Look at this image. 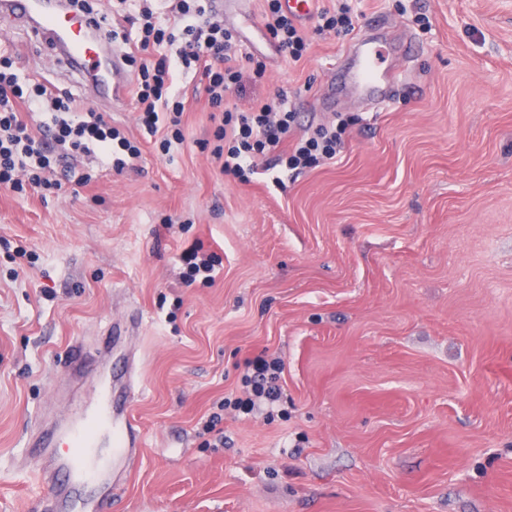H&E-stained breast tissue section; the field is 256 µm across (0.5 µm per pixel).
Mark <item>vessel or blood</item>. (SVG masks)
Returning a JSON list of instances; mask_svg holds the SVG:
<instances>
[{
    "mask_svg": "<svg viewBox=\"0 0 512 512\" xmlns=\"http://www.w3.org/2000/svg\"><path fill=\"white\" fill-rule=\"evenodd\" d=\"M0 22L50 45L57 66L81 78L87 100L124 96L125 85L115 81L122 55L113 49L100 13L75 11L67 0H0ZM345 69L354 94L370 101L383 99L386 84L405 77L399 68L383 69L377 49L363 39L353 44ZM69 367L78 374L92 373L88 404L42 429L26 448L31 456L50 460L40 479L58 512H97L99 504L88 489L104 485L109 475H120L142 446L141 432L128 413L137 379L122 361L108 372L99 371L94 356L77 345L70 351ZM64 440L69 450L61 455L57 447Z\"/></svg>",
    "mask_w": 512,
    "mask_h": 512,
    "instance_id": "vessel-or-blood-1",
    "label": "vessel or blood"
}]
</instances>
